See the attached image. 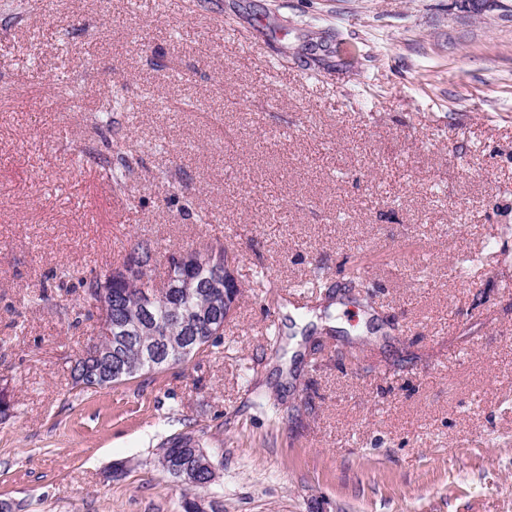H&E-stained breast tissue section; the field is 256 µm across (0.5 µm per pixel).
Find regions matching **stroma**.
<instances>
[{"label": "stroma", "mask_w": 512, "mask_h": 512, "mask_svg": "<svg viewBox=\"0 0 512 512\" xmlns=\"http://www.w3.org/2000/svg\"><path fill=\"white\" fill-rule=\"evenodd\" d=\"M139 241L234 251L221 344L72 387ZM0 388L12 512H182L184 433L217 512H512V0H0ZM188 436L190 439L195 437V435L193 436L192 434L187 433L167 440V442L162 445V453L159 458V463L164 459L170 463V467L177 466L193 469L197 463L196 458H194L195 454L200 458L202 465L207 466L212 472H215L214 465L210 461L198 438L196 445L201 448H193L194 453L189 449H182L189 448L187 447V442L185 443V439ZM192 442H194V439H192Z\"/></svg>", "instance_id": "1"}]
</instances>
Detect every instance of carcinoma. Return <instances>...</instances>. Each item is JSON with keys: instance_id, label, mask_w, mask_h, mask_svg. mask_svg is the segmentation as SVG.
Here are the masks:
<instances>
[{"instance_id": "1", "label": "carcinoma", "mask_w": 512, "mask_h": 512, "mask_svg": "<svg viewBox=\"0 0 512 512\" xmlns=\"http://www.w3.org/2000/svg\"><path fill=\"white\" fill-rule=\"evenodd\" d=\"M133 251L140 253L136 272L110 283L106 303L112 314V339L104 345L112 359L129 369L121 378H106L81 356L69 360V374L75 386L85 388L108 386L144 373L168 368L153 358L150 341L155 336L186 337L191 351L176 360L184 363L199 352L220 344V336L194 337V324L204 317L224 316V301L215 289L234 275L235 256L228 247L218 244L207 248L171 249L158 252L148 242H138ZM165 260L167 282L161 288L153 285L152 272ZM186 436L180 435L162 445L160 458L170 465L195 469L194 453L187 449ZM211 485L208 471L196 469L192 483L185 485L184 502H204L200 492Z\"/></svg>"}]
</instances>
